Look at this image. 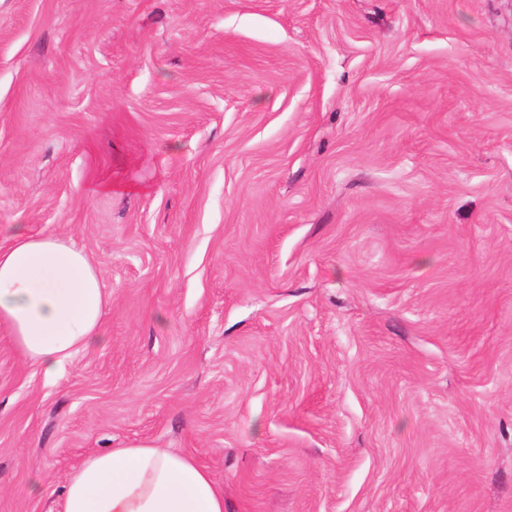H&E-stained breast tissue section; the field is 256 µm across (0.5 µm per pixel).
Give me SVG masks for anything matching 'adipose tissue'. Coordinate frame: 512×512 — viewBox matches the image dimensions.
<instances>
[{
    "mask_svg": "<svg viewBox=\"0 0 512 512\" xmlns=\"http://www.w3.org/2000/svg\"><path fill=\"white\" fill-rule=\"evenodd\" d=\"M108 303L95 264L66 240L19 231L0 247V324L45 372L103 340ZM55 512H224V492L192 458L135 444L89 455Z\"/></svg>",
    "mask_w": 512,
    "mask_h": 512,
    "instance_id": "adipose-tissue-1",
    "label": "adipose tissue"
}]
</instances>
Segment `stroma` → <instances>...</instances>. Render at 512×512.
Returning a JSON list of instances; mask_svg holds the SVG:
<instances>
[{
    "label": "stroma",
    "mask_w": 512,
    "mask_h": 512,
    "mask_svg": "<svg viewBox=\"0 0 512 512\" xmlns=\"http://www.w3.org/2000/svg\"><path fill=\"white\" fill-rule=\"evenodd\" d=\"M71 241L106 339L0 325V512L91 453L224 512H512V0H0V247Z\"/></svg>",
    "instance_id": "35a3bbf8"
}]
</instances>
